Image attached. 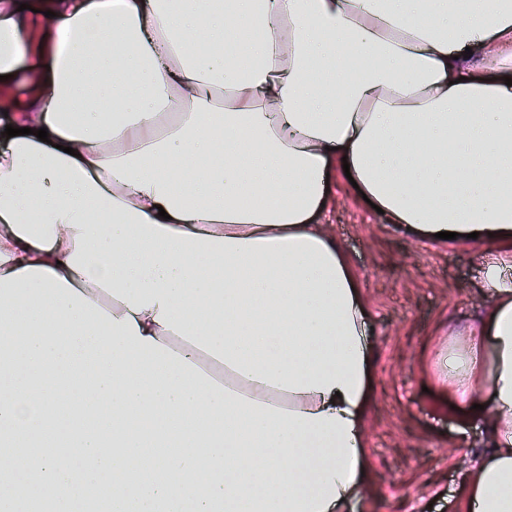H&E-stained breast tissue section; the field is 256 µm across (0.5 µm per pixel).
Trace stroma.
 <instances>
[{
    "mask_svg": "<svg viewBox=\"0 0 512 512\" xmlns=\"http://www.w3.org/2000/svg\"><path fill=\"white\" fill-rule=\"evenodd\" d=\"M316 223L347 254L367 311L368 478L347 512H453L486 453V413L456 397L437 360L477 326L483 256L386 222L345 179H330Z\"/></svg>",
    "mask_w": 512,
    "mask_h": 512,
    "instance_id": "stroma-1",
    "label": "stroma"
}]
</instances>
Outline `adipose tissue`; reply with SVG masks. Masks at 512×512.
Instances as JSON below:
<instances>
[{
  "mask_svg": "<svg viewBox=\"0 0 512 512\" xmlns=\"http://www.w3.org/2000/svg\"><path fill=\"white\" fill-rule=\"evenodd\" d=\"M23 2L0 0V75L36 59L25 103L0 91V512L17 479L26 512H345L370 352L314 222L345 169L390 223L494 248L440 365L489 410L454 510L512 512V86L487 78L512 0Z\"/></svg>",
  "mask_w": 512,
  "mask_h": 512,
  "instance_id": "adipose-tissue-1",
  "label": "adipose tissue"
}]
</instances>
